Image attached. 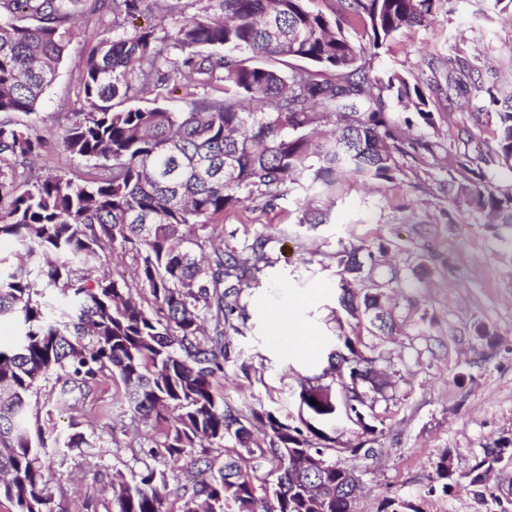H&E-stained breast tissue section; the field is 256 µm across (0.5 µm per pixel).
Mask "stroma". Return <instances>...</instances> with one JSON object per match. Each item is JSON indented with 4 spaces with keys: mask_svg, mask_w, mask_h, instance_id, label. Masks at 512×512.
<instances>
[{
    "mask_svg": "<svg viewBox=\"0 0 512 512\" xmlns=\"http://www.w3.org/2000/svg\"><path fill=\"white\" fill-rule=\"evenodd\" d=\"M112 35L110 18L82 17L35 114L16 121L35 126L53 143L50 164L67 176L86 172L84 160L58 148L63 113L83 107L84 62ZM467 64L471 77L452 98L432 92L435 127L418 128L428 141L454 143L458 132L492 141L494 114H478L482 89L494 77L512 73V0H438L419 27L404 31L371 58L378 73H398L425 83H444L449 60ZM402 172L390 182H344L335 201H321L326 223H299L296 195L273 207L228 213L224 244L244 252L260 234L269 242L259 281L246 289L227 336L229 360L218 387L226 403L270 412L300 425L296 394L302 377L321 371L330 352H344L343 337L358 338L362 356L374 359L393 401L369 394L367 412L379 430L376 454L353 459L361 481L357 512H376L383 497L411 500L422 512H506L512 507V459L497 464L492 481L497 499L471 490H436L435 464L453 454L457 474L468 473L485 449L512 441V227L466 219L448 221V170L430 155L401 157ZM365 243L373 254L375 277L390 283L387 305L397 324L384 335L365 316H351L339 303L341 274L336 254ZM287 310L288 320L312 334L314 345L297 350L288 338L272 339L267 314ZM488 326L494 345L477 338L475 325ZM114 382L87 398L111 409L112 429L98 419L82 420L84 433L99 431L95 448H74L55 467L50 485L55 512H84L86 499L98 512H114L111 478L129 475L139 464L127 448L133 416L127 402L114 399Z\"/></svg>",
    "mask_w": 512,
    "mask_h": 512,
    "instance_id": "1",
    "label": "stroma"
}]
</instances>
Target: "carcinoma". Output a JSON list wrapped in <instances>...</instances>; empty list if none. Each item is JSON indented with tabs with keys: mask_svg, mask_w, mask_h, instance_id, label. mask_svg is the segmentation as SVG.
<instances>
[{
	"mask_svg": "<svg viewBox=\"0 0 512 512\" xmlns=\"http://www.w3.org/2000/svg\"><path fill=\"white\" fill-rule=\"evenodd\" d=\"M165 2L0 0V113H34L73 39L76 14L110 13L113 32L86 58L87 107L64 115L63 149L91 163L85 177L46 172L17 181V168L49 156L52 145L28 124L0 121V238L19 245L13 258L0 259V318L18 327L13 346L0 348V496L17 512H53V456L94 444L81 431H45L41 413L81 414L86 397L113 378L134 416L153 422L156 446L210 473L166 509V474L146 462L112 489L115 512H311L300 500L303 484L326 498V512H356V470L346 465L336 474L328 451L366 458L376 449H337L318 426L301 429L224 402L217 388L229 359L224 337L238 331L232 317L243 289L259 279L269 238H254L246 258L214 238L223 236L224 214L247 201L272 207L294 191L304 193L298 223L323 224L326 212L315 199H335L344 172L390 182L401 172L397 156L436 155L438 145L401 128L435 126L424 83L375 74L367 59L423 23L436 0H336L332 18L304 0ZM154 13L157 23L135 25ZM168 15L175 32L161 36ZM353 18L370 29L368 45L351 40ZM290 59L310 67L290 70ZM170 85L220 95L193 97L178 110L123 107ZM386 94L416 119L399 122L385 112ZM490 103L501 105L493 130L498 166L512 173V89ZM330 120L331 134L318 135ZM465 145L444 149L449 201L486 224L511 225L512 184L491 180L472 136ZM117 249L135 253L136 287L151 297L150 307L133 300L125 279L99 273L105 251ZM362 250L342 251L343 272L362 273ZM342 282L346 312L362 310L376 329H395L383 302L386 283L364 277L359 297ZM345 346L350 355L331 358L362 386L337 390L320 374L302 378L298 399L312 419L333 422L336 410L362 407L363 390L386 388L372 360L348 337ZM52 375L43 404H31L38 382ZM255 421L269 429L259 457L276 461L271 485L230 455L217 468L209 456L227 437L254 454ZM306 450L326 455L328 468L310 470ZM503 451L485 449L472 467L469 486L479 495L494 496L490 473ZM435 482L445 494L458 485L439 462ZM398 509L421 512L392 497L378 512Z\"/></svg>",
	"mask_w": 512,
	"mask_h": 512,
	"instance_id": "1",
	"label": "carcinoma"
}]
</instances>
